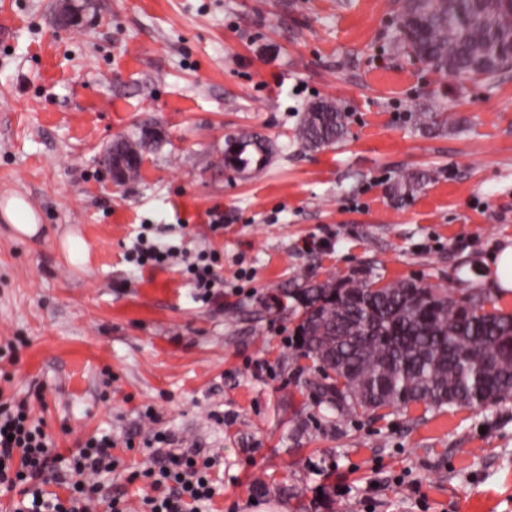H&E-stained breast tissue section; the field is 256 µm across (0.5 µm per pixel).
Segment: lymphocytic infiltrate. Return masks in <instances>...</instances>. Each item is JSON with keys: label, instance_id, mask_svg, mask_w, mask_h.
Returning a JSON list of instances; mask_svg holds the SVG:
<instances>
[{"label": "lymphocytic infiltrate", "instance_id": "obj_1", "mask_svg": "<svg viewBox=\"0 0 512 512\" xmlns=\"http://www.w3.org/2000/svg\"><path fill=\"white\" fill-rule=\"evenodd\" d=\"M114 446L105 435L62 456L25 401L0 396V492H18L13 512H93L99 503L126 512L105 483L116 465ZM210 467L184 453L156 457L141 472L154 491L144 500L147 512H200L215 493Z\"/></svg>", "mask_w": 512, "mask_h": 512}]
</instances>
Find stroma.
<instances>
[{
	"label": "stroma",
	"mask_w": 512,
	"mask_h": 512,
	"mask_svg": "<svg viewBox=\"0 0 512 512\" xmlns=\"http://www.w3.org/2000/svg\"><path fill=\"white\" fill-rule=\"evenodd\" d=\"M404 3L0 0V197L42 218L32 239L0 219V341H27L0 393L27 399L61 454L112 433L128 512L156 430L215 459L212 512H512V401L318 419L289 346L287 291L330 277L481 288L512 311L484 265L512 242V71H432L398 31ZM322 99L349 132L308 152L297 128ZM144 130L137 175L113 183L108 150ZM247 132L274 151L238 170L226 142ZM140 232L176 256L138 269ZM200 254L221 280L207 299L186 271Z\"/></svg>",
	"instance_id": "obj_1"
}]
</instances>
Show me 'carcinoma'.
<instances>
[{
    "instance_id": "carcinoma-1",
    "label": "carcinoma",
    "mask_w": 512,
    "mask_h": 512,
    "mask_svg": "<svg viewBox=\"0 0 512 512\" xmlns=\"http://www.w3.org/2000/svg\"><path fill=\"white\" fill-rule=\"evenodd\" d=\"M405 42L432 69L450 77L492 79L512 69V0H408L401 15ZM347 115L331 101L302 116V149L340 142ZM141 158L144 134L118 144ZM270 148L258 134L238 140L239 167L262 164ZM407 175L393 197L413 194ZM351 281L331 277L288 293L310 311L296 326L295 357L321 372L308 381L317 404L341 414L425 405L486 409L512 399V313L478 289L419 287L413 280Z\"/></svg>"
}]
</instances>
